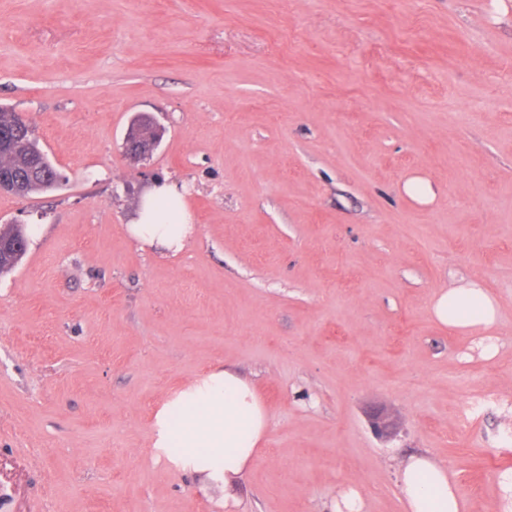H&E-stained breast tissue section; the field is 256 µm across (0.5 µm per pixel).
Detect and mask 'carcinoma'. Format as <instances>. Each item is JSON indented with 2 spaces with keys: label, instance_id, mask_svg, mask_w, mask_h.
<instances>
[{
  "label": "carcinoma",
  "instance_id": "1",
  "mask_svg": "<svg viewBox=\"0 0 512 512\" xmlns=\"http://www.w3.org/2000/svg\"><path fill=\"white\" fill-rule=\"evenodd\" d=\"M18 126L17 141L0 149V174L28 195L56 188L57 169L30 125H17L15 112L0 107V127ZM28 247L27 228L22 224L0 225V274L21 262Z\"/></svg>",
  "mask_w": 512,
  "mask_h": 512
}]
</instances>
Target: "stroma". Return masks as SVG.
I'll use <instances>...</instances> for the list:
<instances>
[{
    "label": "stroma",
    "instance_id": "35a3bbf8",
    "mask_svg": "<svg viewBox=\"0 0 512 512\" xmlns=\"http://www.w3.org/2000/svg\"><path fill=\"white\" fill-rule=\"evenodd\" d=\"M1 105L62 179L0 194L41 230L0 276V512H331L350 485L403 512L417 451L467 512L512 505V0H0ZM138 114L164 133L133 163ZM163 181L175 256L127 231ZM462 278L490 331L432 320ZM226 366L270 416L230 500L155 445Z\"/></svg>",
    "mask_w": 512,
    "mask_h": 512
}]
</instances>
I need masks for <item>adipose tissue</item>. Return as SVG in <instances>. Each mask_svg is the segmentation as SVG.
Segmentation results:
<instances>
[{"instance_id":"obj_1","label":"adipose tissue","mask_w":512,"mask_h":512,"mask_svg":"<svg viewBox=\"0 0 512 512\" xmlns=\"http://www.w3.org/2000/svg\"><path fill=\"white\" fill-rule=\"evenodd\" d=\"M131 237L142 245L181 252L192 233L190 215L177 185H156L144 198ZM429 309L444 327L481 332L496 323L497 306L474 281L439 289ZM257 388L232 370L210 373L158 414L156 447L182 449L196 471L232 486L255 459L269 428ZM406 512H462L464 501L446 466L413 454L398 466Z\"/></svg>"}]
</instances>
